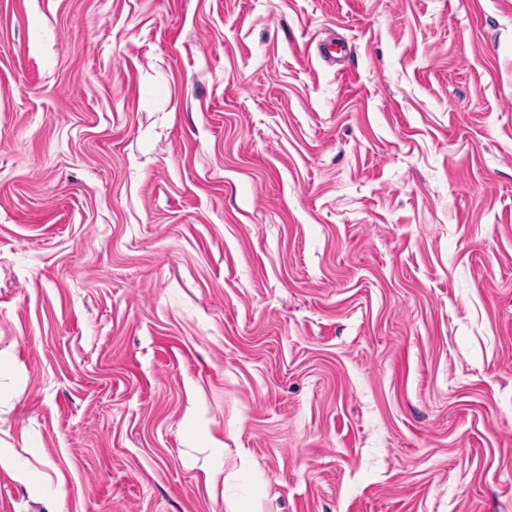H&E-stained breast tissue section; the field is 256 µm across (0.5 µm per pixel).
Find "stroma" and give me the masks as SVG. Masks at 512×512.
Masks as SVG:
<instances>
[{
    "mask_svg": "<svg viewBox=\"0 0 512 512\" xmlns=\"http://www.w3.org/2000/svg\"><path fill=\"white\" fill-rule=\"evenodd\" d=\"M1 450L0 512H512V0H0Z\"/></svg>",
    "mask_w": 512,
    "mask_h": 512,
    "instance_id": "stroma-1",
    "label": "stroma"
}]
</instances>
